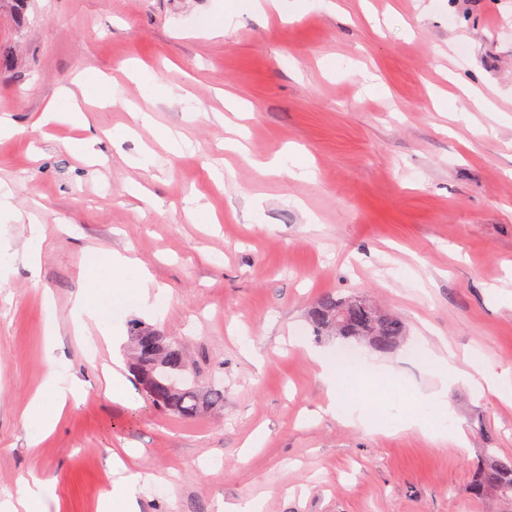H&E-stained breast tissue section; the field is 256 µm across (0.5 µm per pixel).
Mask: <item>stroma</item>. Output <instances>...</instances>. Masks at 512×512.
I'll use <instances>...</instances> for the list:
<instances>
[{"label": "stroma", "instance_id": "35a3bbf8", "mask_svg": "<svg viewBox=\"0 0 512 512\" xmlns=\"http://www.w3.org/2000/svg\"><path fill=\"white\" fill-rule=\"evenodd\" d=\"M296 15L243 0H27L0 7V115L21 131L0 143V179L22 213L46 228L40 268L21 257L25 224L0 221L14 253L0 285V500L30 476L57 478L47 512H97L111 487L108 461L155 481L141 512H224L261 498L263 512H512L470 492L482 449L512 457V400L457 384L448 406L464 444L410 430L387 435L328 411L310 350L345 354L314 336L322 297H365L403 319L407 335L364 364L391 372L364 381L377 397L413 407L441 386L439 367L415 350L451 351L512 374V0H336ZM377 80L363 90L349 62ZM146 64L154 87L132 81ZM90 77L87 117L105 164L69 149L78 132L33 124L78 72ZM494 94L497 112H474L452 76ZM246 105V153L220 145ZM150 113L155 128L134 115ZM125 127L134 136L111 144ZM182 132L175 157L156 130ZM152 162L134 166L141 147ZM296 150L308 180L262 162ZM144 187L141 196L131 185ZM202 193L215 224L193 223L186 196ZM137 256L167 293L141 307L109 290L115 334L88 354L71 307L89 255ZM144 323L185 342L199 380L224 390L223 407L183 418L150 408L136 384L125 403L105 396L102 363L125 362L130 327ZM304 345L290 344L292 335ZM251 340L255 354L240 349ZM91 384L53 432L38 438L22 413L43 382L46 342ZM264 440L246 442L255 431Z\"/></svg>", "mask_w": 512, "mask_h": 512}]
</instances>
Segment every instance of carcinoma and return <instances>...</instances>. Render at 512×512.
I'll list each match as a JSON object with an SVG mask.
<instances>
[{"mask_svg":"<svg viewBox=\"0 0 512 512\" xmlns=\"http://www.w3.org/2000/svg\"><path fill=\"white\" fill-rule=\"evenodd\" d=\"M310 320L319 335L333 332L343 340H355L376 351L395 348L407 333L401 318L361 297L338 301L326 296L312 308ZM130 354V370L154 409L189 418L205 408L224 404V389L199 385L185 348L155 328L133 327ZM470 491L475 496L495 492L512 500V457L501 458L486 449L475 466Z\"/></svg>","mask_w":512,"mask_h":512,"instance_id":"cac0c4a2","label":"carcinoma"}]
</instances>
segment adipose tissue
<instances>
[{"label": "adipose tissue", "instance_id": "ef3b65f1", "mask_svg": "<svg viewBox=\"0 0 512 512\" xmlns=\"http://www.w3.org/2000/svg\"><path fill=\"white\" fill-rule=\"evenodd\" d=\"M84 288L76 295L71 320L75 335H86L96 329L104 340H111L112 325L104 318L101 307L108 287L132 286L139 290L141 303L162 305V293H151L153 279L141 262L132 256L102 254L93 266L84 270ZM427 361L439 364L449 383H482L500 399H512V379L503 374L487 372L478 363L460 367L454 355H435L425 352ZM326 386L330 409L345 423H360L385 433L418 430L436 441H460L461 430L450 422L448 400L444 392L436 391L419 400L409 412L395 411L393 404L386 403L374 412L359 407L351 399L359 370L345 363L332 352L319 350L313 354ZM47 375L31 398L26 410L27 419L38 421L42 432H51L67 403L77 401L85 392V381L70 375L64 362L56 355L54 346H46Z\"/></svg>", "mask_w": 512, "mask_h": 512}]
</instances>
